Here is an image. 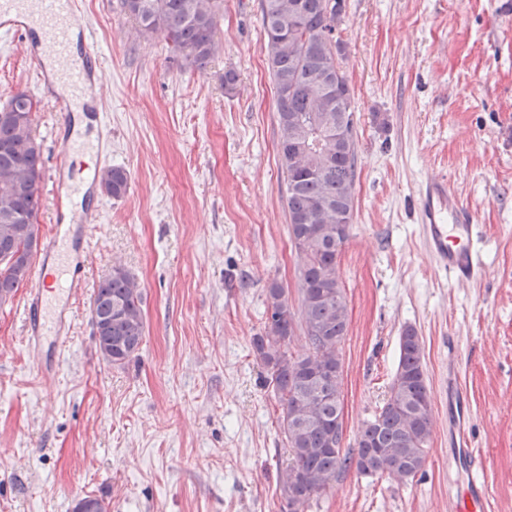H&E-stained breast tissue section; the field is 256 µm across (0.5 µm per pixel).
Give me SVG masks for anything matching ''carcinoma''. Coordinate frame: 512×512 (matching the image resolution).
Listing matches in <instances>:
<instances>
[{"label": "carcinoma", "instance_id": "1", "mask_svg": "<svg viewBox=\"0 0 512 512\" xmlns=\"http://www.w3.org/2000/svg\"><path fill=\"white\" fill-rule=\"evenodd\" d=\"M121 7L142 30L167 31L174 51L191 63L202 66L212 56L216 20L211 0H121ZM260 8L276 93L290 238L301 261V318L310 351L296 357L288 353L295 314L285 288L276 281L266 288L267 323L264 333L253 337L252 350L282 407L280 428L291 455L279 473L282 496L288 512H305L314 495L352 467L363 475L414 478L432 436L433 407L419 336L407 327L400 336L386 401L361 431L357 454L342 451L336 345L347 334L348 309L337 258L349 225L336 229V206L353 215L354 140L331 143L320 158L299 148L292 127L339 120L349 134L355 132L350 87L339 62L343 43L335 35L344 0H261ZM34 108L33 99L23 92L0 108V301L24 281L34 255L27 226L36 223L41 148L31 126L18 122L31 117ZM100 184L108 195L120 198L128 190V173L121 167L107 168ZM142 303L141 289L124 268H112L100 281L92 322L107 364L121 367L139 350L145 333Z\"/></svg>", "mask_w": 512, "mask_h": 512}]
</instances>
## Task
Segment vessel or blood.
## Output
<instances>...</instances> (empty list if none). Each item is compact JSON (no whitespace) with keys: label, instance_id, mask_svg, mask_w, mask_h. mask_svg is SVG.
I'll return each instance as SVG.
<instances>
[{"label":"vessel or blood","instance_id":"b4317fda","mask_svg":"<svg viewBox=\"0 0 512 512\" xmlns=\"http://www.w3.org/2000/svg\"><path fill=\"white\" fill-rule=\"evenodd\" d=\"M81 28L77 0H0V34L21 37L35 84L45 79V58L64 60V67L54 73L52 97L67 124L75 114L86 112L87 96L97 88L98 54L91 49L80 54L72 50L74 34ZM86 152L92 153L99 165H107L108 138H63L54 175L69 169L73 155ZM97 180V174L90 172L69 179L68 195L79 205L58 218L43 239L24 296L27 347L37 355L51 350V358L43 365L47 371L60 365L70 331L71 307L86 288L81 264L94 215L84 202ZM417 216L438 267L458 283L475 279L480 264L473 248V216L447 180L425 183L418 193ZM448 466L451 472L462 471L467 476L466 482L451 489L449 512H494L490 484L477 467L471 448L465 445L449 455Z\"/></svg>","mask_w":512,"mask_h":512}]
</instances>
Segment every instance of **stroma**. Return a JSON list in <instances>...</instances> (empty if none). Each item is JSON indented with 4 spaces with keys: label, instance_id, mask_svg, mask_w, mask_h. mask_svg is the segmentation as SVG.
Returning a JSON list of instances; mask_svg holds the SVG:
<instances>
[{
    "label": "stroma",
    "instance_id": "stroma-1",
    "mask_svg": "<svg viewBox=\"0 0 512 512\" xmlns=\"http://www.w3.org/2000/svg\"><path fill=\"white\" fill-rule=\"evenodd\" d=\"M336 24L355 122V212L338 257L349 328L342 448L384 404L399 336L421 338L433 403L425 465L399 481L356 469L305 512H448V376L470 414L496 512H512V0H344ZM215 51L195 66L120 0H81L102 66L100 109L124 197L104 196L63 361L43 376L26 348L24 288L0 305V512H282L281 406L253 353L265 289L300 305L260 0H212ZM18 41L0 38V106L34 96L42 148L36 222H55L61 143ZM238 74L233 90L224 72ZM448 180L475 217L482 273L438 270L415 201ZM139 283L145 336L124 366L95 344L91 291L113 267Z\"/></svg>",
    "mask_w": 512,
    "mask_h": 512
}]
</instances>
